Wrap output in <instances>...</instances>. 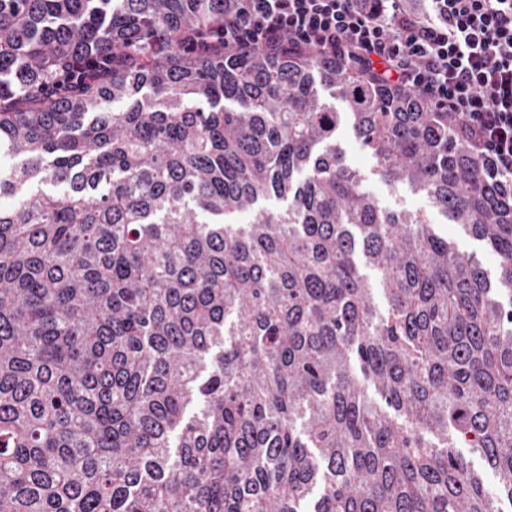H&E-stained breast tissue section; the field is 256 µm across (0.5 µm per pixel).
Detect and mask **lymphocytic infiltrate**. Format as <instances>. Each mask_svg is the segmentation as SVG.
Returning <instances> with one entry per match:
<instances>
[{"mask_svg":"<svg viewBox=\"0 0 512 512\" xmlns=\"http://www.w3.org/2000/svg\"><path fill=\"white\" fill-rule=\"evenodd\" d=\"M225 54L331 55L453 113L512 184V0H235Z\"/></svg>","mask_w":512,"mask_h":512,"instance_id":"f902f5d3","label":"lymphocytic infiltrate"}]
</instances>
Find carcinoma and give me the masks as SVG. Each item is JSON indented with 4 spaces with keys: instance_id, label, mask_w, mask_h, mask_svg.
<instances>
[{
    "instance_id": "carcinoma-1",
    "label": "carcinoma",
    "mask_w": 512,
    "mask_h": 512,
    "mask_svg": "<svg viewBox=\"0 0 512 512\" xmlns=\"http://www.w3.org/2000/svg\"><path fill=\"white\" fill-rule=\"evenodd\" d=\"M224 2L0 0V512H512V186L333 58L141 50ZM340 140L346 151L347 161L362 173H369L373 167V160L360 148L351 133L348 130H343ZM371 192L382 207H403L410 210H426L430 212L435 230L442 236L455 242L458 250L464 254L475 255L493 277L497 271L499 258L486 251L482 243L466 236L456 224L438 212L432 211L429 201L422 195L411 193L405 185L390 186L378 179L369 182Z\"/></svg>"
}]
</instances>
